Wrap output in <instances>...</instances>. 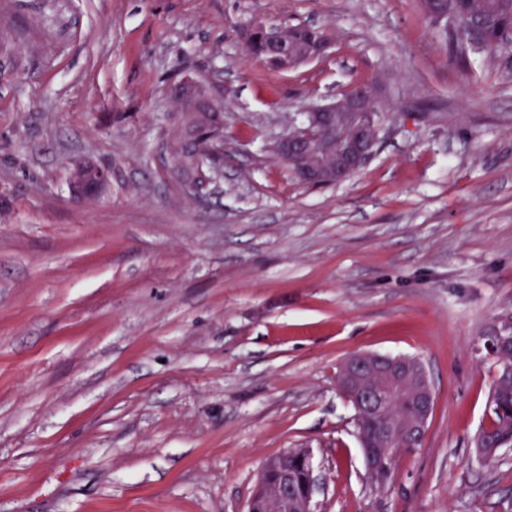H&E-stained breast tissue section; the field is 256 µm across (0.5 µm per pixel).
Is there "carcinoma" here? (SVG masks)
<instances>
[{
    "mask_svg": "<svg viewBox=\"0 0 512 512\" xmlns=\"http://www.w3.org/2000/svg\"><path fill=\"white\" fill-rule=\"evenodd\" d=\"M441 36L463 67L467 66V52L474 47L489 54L507 47L512 42V0H448V25ZM174 107L175 124L180 128L191 126L196 145H182L183 135H178L169 147V172L175 177L181 169L204 171L224 141V123L211 113L184 111L181 101L174 102ZM489 402L493 418L479 440L498 448H512V348L498 363ZM390 412L400 418L414 414L415 402L409 390L399 393Z\"/></svg>",
    "mask_w": 512,
    "mask_h": 512,
    "instance_id": "1",
    "label": "carcinoma"
}]
</instances>
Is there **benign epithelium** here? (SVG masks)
<instances>
[{
    "label": "benign epithelium",
    "mask_w": 512,
    "mask_h": 512,
    "mask_svg": "<svg viewBox=\"0 0 512 512\" xmlns=\"http://www.w3.org/2000/svg\"><path fill=\"white\" fill-rule=\"evenodd\" d=\"M423 8L438 24L448 22V0H424ZM249 46L261 49L263 61L276 71L295 68L324 55L327 44L319 34L309 28L272 27L254 23L243 32ZM375 85L359 84L343 96L309 108L304 121L280 138L276 154L295 168L298 180L312 186H328L344 181L364 167L374 155L378 144V125L370 116L378 99ZM92 163L83 161L70 172L69 187L72 196L85 201L95 196L99 188L89 183L84 171ZM222 167L218 166L203 182L183 179L192 192L204 196L212 192ZM512 346V321L496 325L485 337L486 355L498 358L505 346ZM417 373L416 393L423 408L421 415L406 427L390 419L381 429L385 444L364 450V460L372 481L386 484L389 470L383 462L393 451L388 441L398 434L404 438L420 437L427 433L434 385L423 364L405 357L377 352H360L346 359L341 376V389L355 399L357 408L369 415H382L389 408L394 387L406 384L411 373ZM262 475L269 477L268 485L258 489L265 510L276 508L280 512H313V493L303 498L297 494L293 472L288 468V455L267 461Z\"/></svg>",
    "instance_id": "7a95c632"
}]
</instances>
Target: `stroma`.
<instances>
[{
    "mask_svg": "<svg viewBox=\"0 0 512 512\" xmlns=\"http://www.w3.org/2000/svg\"><path fill=\"white\" fill-rule=\"evenodd\" d=\"M320 29L273 72L242 31ZM0 512H247L309 449L315 512H512V450L475 440L512 316V46L451 64L420 0H0ZM224 109V173H167L169 87ZM379 86L343 182L272 151L307 108ZM110 170L78 201L68 163ZM415 356L435 405L376 488L337 387L356 352ZM512 321L495 325L485 337L483 350L487 356L498 358L505 346H512Z\"/></svg>",
    "mask_w": 512,
    "mask_h": 512,
    "instance_id": "35a3bbf8",
    "label": "stroma"
}]
</instances>
